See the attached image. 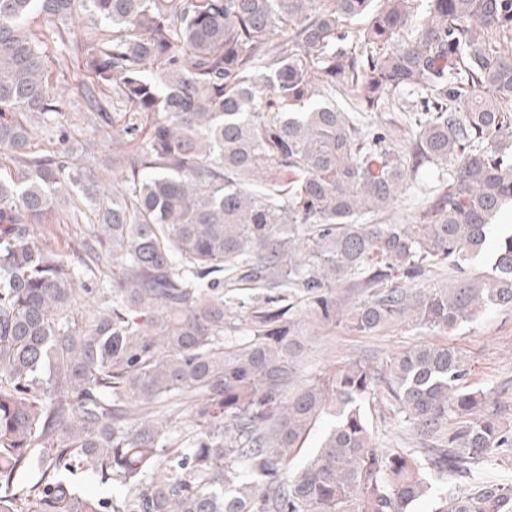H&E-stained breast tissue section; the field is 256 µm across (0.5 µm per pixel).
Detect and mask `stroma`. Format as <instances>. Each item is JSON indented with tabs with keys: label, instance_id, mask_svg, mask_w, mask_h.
I'll list each match as a JSON object with an SVG mask.
<instances>
[{
	"label": "stroma",
	"instance_id": "obj_1",
	"mask_svg": "<svg viewBox=\"0 0 512 512\" xmlns=\"http://www.w3.org/2000/svg\"><path fill=\"white\" fill-rule=\"evenodd\" d=\"M94 218L88 210L73 213L71 204L59 205L44 232L58 252L69 253L83 238ZM444 343L458 348L471 367L469 384L486 394L487 411L497 412L501 421L512 424V389L503 392L504 384L512 386V310L492 309L462 322L448 332L439 333L416 323H402L376 336H360L344 326L320 328L309 345V374L324 371L332 362H344L363 356L377 361L420 343Z\"/></svg>",
	"mask_w": 512,
	"mask_h": 512
}]
</instances>
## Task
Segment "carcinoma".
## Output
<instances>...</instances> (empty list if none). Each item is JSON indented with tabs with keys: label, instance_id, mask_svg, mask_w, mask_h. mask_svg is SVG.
<instances>
[{
	"label": "carcinoma",
	"instance_id": "1",
	"mask_svg": "<svg viewBox=\"0 0 512 512\" xmlns=\"http://www.w3.org/2000/svg\"><path fill=\"white\" fill-rule=\"evenodd\" d=\"M33 14L83 24L65 49L110 190L68 144ZM35 124L65 147L32 150ZM2 151L0 512H414L433 475L455 484L431 512H512V479L479 477L512 427L458 349L305 378L321 326L512 308V0H0ZM426 166L413 221L378 222ZM73 192L97 224L63 255L42 229ZM370 399L413 441L374 434Z\"/></svg>",
	"mask_w": 512,
	"mask_h": 512
}]
</instances>
